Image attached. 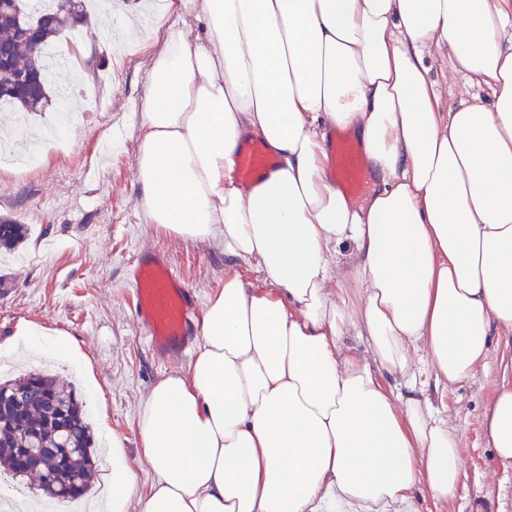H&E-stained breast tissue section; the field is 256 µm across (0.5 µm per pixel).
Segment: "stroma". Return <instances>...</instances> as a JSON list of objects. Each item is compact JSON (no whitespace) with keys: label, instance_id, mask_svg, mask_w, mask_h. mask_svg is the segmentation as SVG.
I'll return each mask as SVG.
<instances>
[{"label":"stroma","instance_id":"1","mask_svg":"<svg viewBox=\"0 0 512 512\" xmlns=\"http://www.w3.org/2000/svg\"><path fill=\"white\" fill-rule=\"evenodd\" d=\"M149 8V0H114L112 38L94 44L96 63L76 89L65 144L49 147L25 171L0 169V217L30 228L14 251L0 254V345L15 344L23 370L47 369L59 381L80 383L94 435L121 439L140 498L153 479L138 432L141 403L164 374L188 367L190 360L161 362L153 355L134 317L129 264L142 248L164 252L203 303L221 288L225 273L247 282L260 278L254 265L175 238L144 220L135 180L140 106L150 58L179 20L176 5L169 4L152 28H140L139 18ZM425 64L441 109L464 94L488 102L489 90L467 86L449 61L429 54ZM24 324L66 334L83 353L95 387L82 385L81 374L68 370L67 358L18 342ZM506 352L504 339L494 338L472 378L448 387L426 382L425 395L463 439L467 479L449 502L415 492L418 512H512V468L496 459L482 427Z\"/></svg>","mask_w":512,"mask_h":512}]
</instances>
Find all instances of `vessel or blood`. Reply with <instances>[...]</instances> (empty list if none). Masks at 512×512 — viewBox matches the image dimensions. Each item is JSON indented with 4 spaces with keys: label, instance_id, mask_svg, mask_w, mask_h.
Returning a JSON list of instances; mask_svg holds the SVG:
<instances>
[{
    "label": "vessel or blood",
    "instance_id": "1",
    "mask_svg": "<svg viewBox=\"0 0 512 512\" xmlns=\"http://www.w3.org/2000/svg\"><path fill=\"white\" fill-rule=\"evenodd\" d=\"M334 181L352 196L366 181L364 150L348 133L332 131L328 140ZM278 159L257 139L243 142L234 160V176L249 187L271 172ZM134 285L135 316L154 354L164 360L182 355L197 331L198 301L171 268L165 255L142 249L130 268Z\"/></svg>",
    "mask_w": 512,
    "mask_h": 512
}]
</instances>
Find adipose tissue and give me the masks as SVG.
I'll use <instances>...</instances> for the list:
<instances>
[{
	"label": "adipose tissue",
	"instance_id": "ef3b65f1",
	"mask_svg": "<svg viewBox=\"0 0 512 512\" xmlns=\"http://www.w3.org/2000/svg\"><path fill=\"white\" fill-rule=\"evenodd\" d=\"M179 13L150 62L139 206L261 281L225 275L195 358L144 399L145 498L113 438L106 512H417L419 487L453 500L462 438L413 391L468 380L492 334L512 335V0H179ZM434 51L491 103L441 111ZM332 128L381 178L365 201L331 180ZM251 137L278 162L245 188L231 172ZM344 279L359 305L335 292ZM353 333L370 358L348 352ZM483 427L512 463V379Z\"/></svg>",
	"mask_w": 512,
	"mask_h": 512
}]
</instances>
